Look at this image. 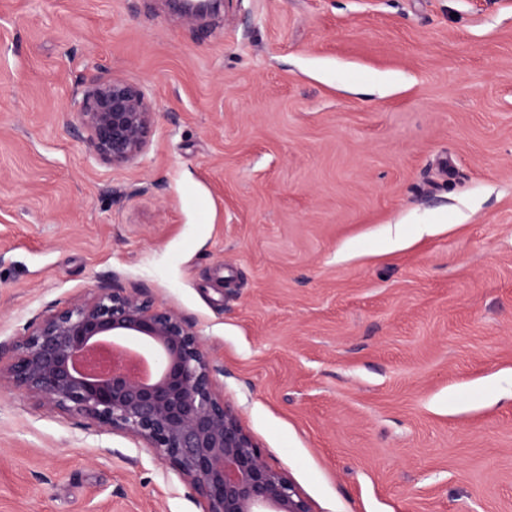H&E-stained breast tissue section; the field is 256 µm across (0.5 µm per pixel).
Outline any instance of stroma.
Returning a JSON list of instances; mask_svg holds the SVG:
<instances>
[{"mask_svg":"<svg viewBox=\"0 0 512 512\" xmlns=\"http://www.w3.org/2000/svg\"><path fill=\"white\" fill-rule=\"evenodd\" d=\"M96 76L153 104L132 164L62 119ZM103 283L194 322L312 512H512V0H0V343ZM205 509L0 392V512Z\"/></svg>","mask_w":512,"mask_h":512,"instance_id":"stroma-1","label":"stroma"}]
</instances>
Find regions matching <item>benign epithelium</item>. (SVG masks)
Returning <instances> with one entry per match:
<instances>
[{
  "label": "benign epithelium",
  "instance_id": "obj_1",
  "mask_svg": "<svg viewBox=\"0 0 512 512\" xmlns=\"http://www.w3.org/2000/svg\"><path fill=\"white\" fill-rule=\"evenodd\" d=\"M217 0L186 15L215 8ZM89 155L122 166L144 152L154 111L144 90L93 78L74 100ZM214 367L195 325L139 290L111 284L38 315L8 351L0 345V390H18L45 410L78 415L153 449L205 499L207 512H312L294 482L270 468L215 389Z\"/></svg>",
  "mask_w": 512,
  "mask_h": 512
}]
</instances>
